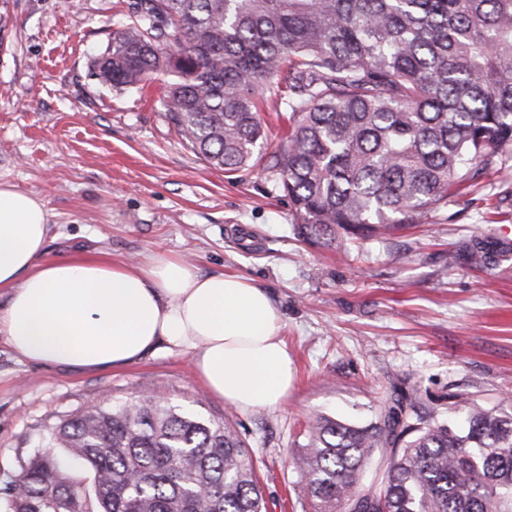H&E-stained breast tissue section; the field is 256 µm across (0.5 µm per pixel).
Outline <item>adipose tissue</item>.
<instances>
[{"label":"adipose tissue","mask_w":512,"mask_h":512,"mask_svg":"<svg viewBox=\"0 0 512 512\" xmlns=\"http://www.w3.org/2000/svg\"><path fill=\"white\" fill-rule=\"evenodd\" d=\"M44 204L0 183V337L30 363L92 373L182 348L208 391L244 412L272 409L294 372L281 316L246 277L204 275L154 254L128 268L104 256L49 259Z\"/></svg>","instance_id":"adipose-tissue-1"}]
</instances>
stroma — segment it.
I'll list each match as a JSON object with an SVG mask.
<instances>
[{
    "instance_id": "stroma-1",
    "label": "stroma",
    "mask_w": 512,
    "mask_h": 512,
    "mask_svg": "<svg viewBox=\"0 0 512 512\" xmlns=\"http://www.w3.org/2000/svg\"><path fill=\"white\" fill-rule=\"evenodd\" d=\"M129 2L7 0L0 182L44 204L48 257L102 252L135 266L166 253L251 280L281 315L295 384L277 408L244 413L207 393L190 354L174 347L77 375L26 362L0 337V482L46 452L42 437L62 420L154 394L229 417L257 460L268 512H302L293 458L315 415L368 427L409 395L445 423L454 396L489 407L512 398V147L480 190L422 224L310 244L262 163L230 175L187 146L162 104L164 76L141 90L96 84L91 64ZM260 116L269 153L288 134V113L266 92ZM479 248L487 261L477 265Z\"/></svg>"
}]
</instances>
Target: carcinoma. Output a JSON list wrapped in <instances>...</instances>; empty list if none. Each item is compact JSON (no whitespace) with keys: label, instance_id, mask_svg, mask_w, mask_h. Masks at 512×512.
I'll use <instances>...</instances> for the list:
<instances>
[{"label":"carcinoma","instance_id":"obj_1","mask_svg":"<svg viewBox=\"0 0 512 512\" xmlns=\"http://www.w3.org/2000/svg\"><path fill=\"white\" fill-rule=\"evenodd\" d=\"M168 76L164 105L207 164L236 172L267 136L281 80L287 141L266 154L305 240L331 247L421 223L512 147V0H136L93 64L102 87ZM467 426L405 395L357 428L318 416L296 464L312 512H512V406L469 398ZM148 395L52 427L0 485L10 512H267L232 425ZM379 448L386 467L366 484ZM92 477V484L77 472Z\"/></svg>","mask_w":512,"mask_h":512}]
</instances>
